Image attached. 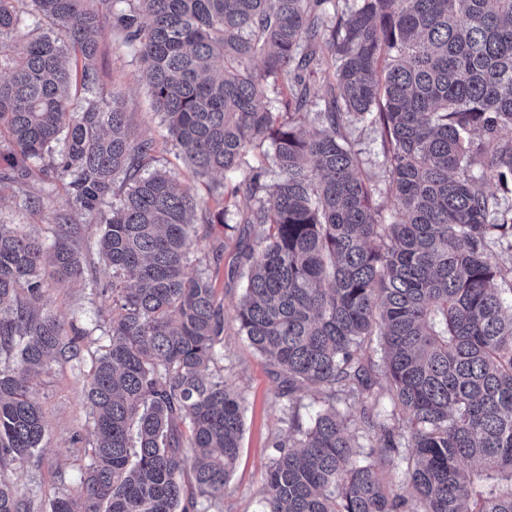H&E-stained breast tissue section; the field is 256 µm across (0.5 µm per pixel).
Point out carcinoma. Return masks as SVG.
<instances>
[{
	"mask_svg": "<svg viewBox=\"0 0 512 512\" xmlns=\"http://www.w3.org/2000/svg\"><path fill=\"white\" fill-rule=\"evenodd\" d=\"M0 0V143L26 177L62 184L99 226L112 269L110 345L87 400L91 462L51 512H210L238 458L243 398L217 364L224 308L186 272L207 209L133 137L95 65L107 17L199 177L238 171L262 227L234 320L282 377L287 433L261 512H512V0ZM31 21L26 39L14 33ZM333 69L312 89L306 75ZM288 93L286 112L264 101ZM319 128L304 133L310 98ZM382 129L390 221L348 138ZM270 142L277 180L250 165ZM74 220L52 243L0 224V461L44 450L32 399L80 331L45 309L47 276L79 280ZM380 360H374L375 355ZM322 394L311 423L294 393ZM361 407L363 432L349 431ZM0 512H21L0 481Z\"/></svg>",
	"mask_w": 512,
	"mask_h": 512,
	"instance_id": "cac0c4a2",
	"label": "carcinoma"
}]
</instances>
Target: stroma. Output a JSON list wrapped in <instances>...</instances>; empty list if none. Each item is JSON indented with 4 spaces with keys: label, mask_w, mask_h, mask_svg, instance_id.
<instances>
[{
    "label": "stroma",
    "mask_w": 512,
    "mask_h": 512,
    "mask_svg": "<svg viewBox=\"0 0 512 512\" xmlns=\"http://www.w3.org/2000/svg\"><path fill=\"white\" fill-rule=\"evenodd\" d=\"M97 66L105 92H120L130 114L135 134L153 138L157 167L166 169L181 184L191 188L211 214L226 210L224 222L198 227V246L188 267L189 274H206L213 282L218 301L224 307V346L220 365L225 380L241 392L243 402V434L239 457L230 482L224 491L223 512H260L258 489L264 465L274 439L283 437L286 425L281 404L276 399L279 381L269 362L251 348L238 332L234 309L243 293L242 256L254 244L260 229L239 221L240 212L249 202L244 196L225 198L215 204L213 181L195 177L177 156V149L159 114L153 111L145 85L140 80V63L132 49L122 42L116 31L104 32L98 38ZM361 151L362 172L379 187L373 196L382 215H390L393 201L383 191V173L378 165L381 129L376 124L357 126L351 135ZM9 169L0 162V224H19L43 239L53 237L55 224L69 210L63 191L45 194L42 183L18 187L8 180ZM98 228L93 224L78 227L76 246L82 253L85 268L82 282L73 284L52 281L47 308L65 324L82 333L76 355L53 362L50 370L37 380L34 397L39 404L48 430L45 452L24 464L0 463V477L16 488L21 512H51L52 500L77 490L90 461L93 423L87 405V382L92 361L103 354L109 344L104 325L111 315L110 302L102 295V287L111 280L112 272L99 259L93 243ZM220 258H213V249Z\"/></svg>",
    "instance_id": "1"
}]
</instances>
